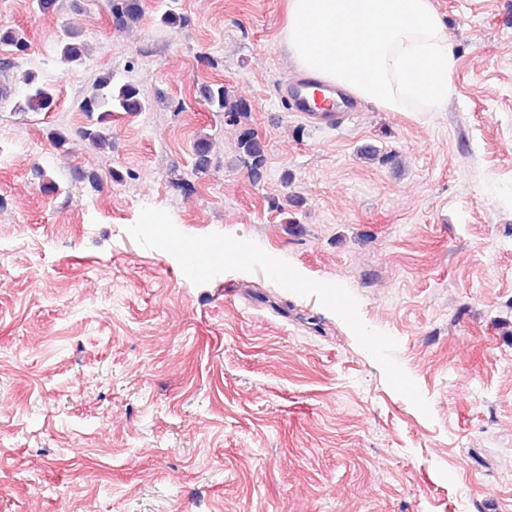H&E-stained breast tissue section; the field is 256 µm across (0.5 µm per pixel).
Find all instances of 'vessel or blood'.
Segmentation results:
<instances>
[{"label":"vessel or blood","mask_w":512,"mask_h":512,"mask_svg":"<svg viewBox=\"0 0 512 512\" xmlns=\"http://www.w3.org/2000/svg\"><path fill=\"white\" fill-rule=\"evenodd\" d=\"M329 89L327 83L311 77L302 78L281 90V103L286 111L311 123L333 124L357 110L358 105L352 99L337 101L329 97Z\"/></svg>","instance_id":"b4317fda"}]
</instances>
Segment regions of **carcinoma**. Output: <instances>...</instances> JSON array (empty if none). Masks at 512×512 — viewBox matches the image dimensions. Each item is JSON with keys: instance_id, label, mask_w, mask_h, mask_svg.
Segmentation results:
<instances>
[{"instance_id": "1", "label": "carcinoma", "mask_w": 512, "mask_h": 512, "mask_svg": "<svg viewBox=\"0 0 512 512\" xmlns=\"http://www.w3.org/2000/svg\"><path fill=\"white\" fill-rule=\"evenodd\" d=\"M112 18L119 29H130L139 22L142 16L141 0H108ZM0 44L10 46L18 52L27 49L24 33L15 28L0 27ZM62 53L65 59L76 62L82 59L83 46L76 40L73 33L63 40ZM24 88L23 98L17 106L20 112H52L57 107L56 94L53 87L43 81L38 74L27 72L22 77ZM197 94L204 104L213 112H222L228 122L238 125L244 122L250 106L234 99L229 90L222 84L202 83L197 86ZM148 102L139 88L130 83H115L112 75L100 77L78 104L79 111L95 122L81 130V137L99 150L112 148V140L107 123L112 121V114L122 112L135 114L146 110ZM238 153L251 161V173L255 180L262 178L265 164L264 143L257 134L243 132L237 141ZM196 170L207 172L211 164L212 137L199 136L194 143Z\"/></svg>"}]
</instances>
